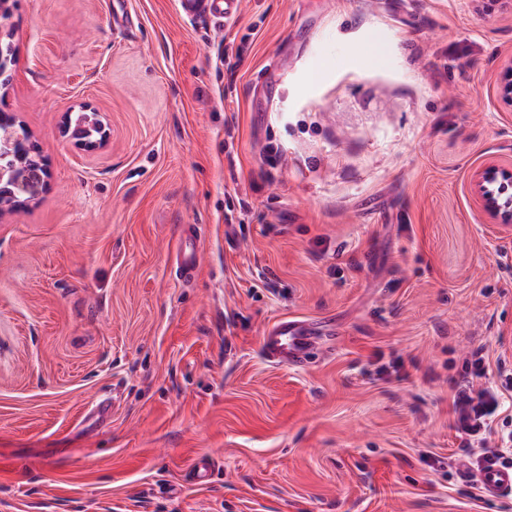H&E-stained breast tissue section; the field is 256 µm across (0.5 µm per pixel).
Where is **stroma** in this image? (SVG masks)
<instances>
[{
  "label": "stroma",
  "mask_w": 512,
  "mask_h": 512,
  "mask_svg": "<svg viewBox=\"0 0 512 512\" xmlns=\"http://www.w3.org/2000/svg\"><path fill=\"white\" fill-rule=\"evenodd\" d=\"M11 24L50 176L0 218V512H512L452 427L475 357L512 372V227L469 189L512 161V0H17ZM85 102L92 153L61 129ZM323 317L309 364L264 360L274 323ZM182 14L187 18L209 15L228 21L240 12L241 0H179ZM496 90L500 102L512 108V59L503 62L496 78ZM185 239L189 242V246L184 242L183 248L177 251L174 258L176 275L182 281H188L194 277L197 268L198 250L196 242L191 237H186Z\"/></svg>",
  "instance_id": "1"
}]
</instances>
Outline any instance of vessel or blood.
<instances>
[{
	"instance_id": "obj_1",
	"label": "vessel or blood",
	"mask_w": 512,
	"mask_h": 512,
	"mask_svg": "<svg viewBox=\"0 0 512 512\" xmlns=\"http://www.w3.org/2000/svg\"><path fill=\"white\" fill-rule=\"evenodd\" d=\"M182 14L188 18L209 15L232 19L240 12L241 0H179ZM197 246L189 244L177 251L174 258L176 274L186 281L194 277L197 268ZM317 337L302 322L284 319L271 326L262 338V353L274 365H302L308 362ZM480 484L487 493H512V468L501 466L495 460L483 461L479 473Z\"/></svg>"
}]
</instances>
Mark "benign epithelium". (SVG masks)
<instances>
[{
    "label": "benign epithelium",
    "instance_id": "obj_1",
    "mask_svg": "<svg viewBox=\"0 0 512 512\" xmlns=\"http://www.w3.org/2000/svg\"><path fill=\"white\" fill-rule=\"evenodd\" d=\"M16 62L0 58V92L6 94L13 84V72ZM496 90L500 102L512 108V59L503 62L496 78ZM83 110L92 113L97 121L100 138L91 142H79V146L88 152L96 151L106 141L107 134L99 114L88 103ZM0 173V180L4 179ZM45 174L36 168L25 165L16 166L9 174L7 193L0 196V216L15 207L34 199L44 182ZM471 189L482 212L491 224L512 225V163L505 164L490 161L477 168L471 176Z\"/></svg>",
    "mask_w": 512,
    "mask_h": 512
}]
</instances>
